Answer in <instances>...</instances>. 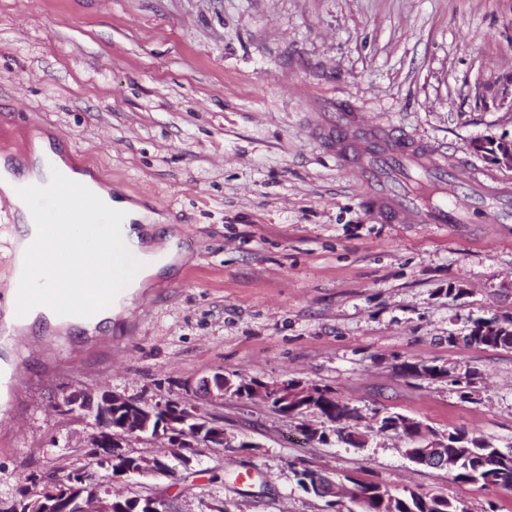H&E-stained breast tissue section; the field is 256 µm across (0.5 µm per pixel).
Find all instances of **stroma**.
Masks as SVG:
<instances>
[{
    "mask_svg": "<svg viewBox=\"0 0 512 512\" xmlns=\"http://www.w3.org/2000/svg\"><path fill=\"white\" fill-rule=\"evenodd\" d=\"M343 106L357 133L397 129L466 171L491 168L476 146L512 136V0H0V111L13 119L0 158L22 169L48 138L113 198L159 215L147 244L177 247L113 320L112 349L28 328L68 347L32 348L0 405V504L29 473L82 465L94 420L56 411L64 386L158 400L218 370L295 380L332 389L360 429L397 413L512 450V349L461 341L473 319L512 316V223L462 191L463 223H385L322 145L318 113ZM494 171L512 186V170ZM20 222L0 197V293ZM406 362L476 371L474 394L409 377ZM211 412L236 447L201 446L187 467L161 442H132L169 468L140 492L180 512H324L296 483L307 467L512 512V490L416 464L392 433L354 448L307 440L316 415L230 396Z\"/></svg>",
    "mask_w": 512,
    "mask_h": 512,
    "instance_id": "1",
    "label": "stroma"
}]
</instances>
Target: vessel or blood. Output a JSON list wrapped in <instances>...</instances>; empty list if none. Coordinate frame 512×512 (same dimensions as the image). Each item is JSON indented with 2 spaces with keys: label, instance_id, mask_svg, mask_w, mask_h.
Returning a JSON list of instances; mask_svg holds the SVG:
<instances>
[{
  "label": "vessel or blood",
  "instance_id": "1",
  "mask_svg": "<svg viewBox=\"0 0 512 512\" xmlns=\"http://www.w3.org/2000/svg\"><path fill=\"white\" fill-rule=\"evenodd\" d=\"M333 134L325 145L335 153L344 167L356 170L368 191V203L390 221L399 224H457L462 220L452 200L435 198L431 187L418 181L419 176L431 177L434 185L462 179L459 164L433 145L394 134L383 128L374 131L375 143L356 146L347 136L352 125L358 124L354 112H339L329 117ZM479 190H491L501 203L512 201V190L498 187L494 174L467 179ZM18 192L30 205L45 230V238L58 242L60 249L52 270H41L38 276L23 275L19 287L28 299L39 302L47 296L65 298L72 310L86 313L95 305L109 302L111 295L123 293L124 287L136 274L141 262L130 245H123L124 257L112 272V287H96L93 276L70 281L56 279V270L69 267L76 251L90 249L104 228L120 224L117 212L105 211L92 193L58 182L51 190L36 184L23 183Z\"/></svg>",
  "mask_w": 512,
  "mask_h": 512
}]
</instances>
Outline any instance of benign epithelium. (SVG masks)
Returning a JSON list of instances; mask_svg holds the SVG:
<instances>
[{"label": "benign epithelium", "instance_id": "7a95c632", "mask_svg": "<svg viewBox=\"0 0 512 512\" xmlns=\"http://www.w3.org/2000/svg\"><path fill=\"white\" fill-rule=\"evenodd\" d=\"M502 149L486 154L487 159L498 167L512 169V140L499 139ZM234 376L216 372L203 379L198 387L197 396L192 402H180L165 410L162 403H152L141 397H131L112 391L88 392L81 389L61 390L55 402V408L65 415L100 413L108 416V409L121 407L128 411L125 428L119 432H110L95 428L88 447L115 448L118 453H126L127 442L132 438L148 434L150 440H161L164 447L190 465L191 456L199 445L211 448H244L246 444L237 443L224 433V426L210 415L208 406L224 403V397L234 388ZM323 388L299 381L285 380L273 383L260 381L251 390V399H261L269 404L279 400V404L290 402L308 395H314ZM100 470L107 473V479H96L95 472L86 470L79 475H70L58 488L50 492V498L35 501L21 499L14 503L16 512H113L112 504L120 498L137 499L144 503L146 512H174L171 500L161 495H126L112 493V481L120 478L130 488L139 485V479L151 473H164L166 468L157 458L135 457L132 466L117 469L112 473L116 460L108 453L98 457Z\"/></svg>", "mask_w": 512, "mask_h": 512}]
</instances>
